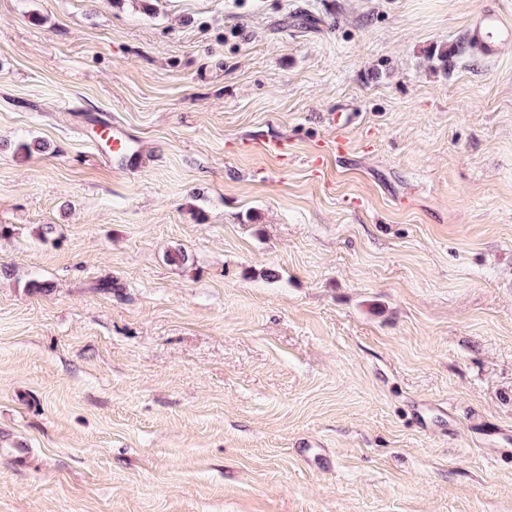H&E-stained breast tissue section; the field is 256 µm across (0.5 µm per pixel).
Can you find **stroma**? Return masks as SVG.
I'll return each instance as SVG.
<instances>
[{
    "mask_svg": "<svg viewBox=\"0 0 512 512\" xmlns=\"http://www.w3.org/2000/svg\"><path fill=\"white\" fill-rule=\"evenodd\" d=\"M481 2L0 0V512H512ZM105 133H112V157L128 170L136 169L143 163V153L136 140L125 129L112 123L104 126Z\"/></svg>",
    "mask_w": 512,
    "mask_h": 512,
    "instance_id": "stroma-1",
    "label": "stroma"
}]
</instances>
